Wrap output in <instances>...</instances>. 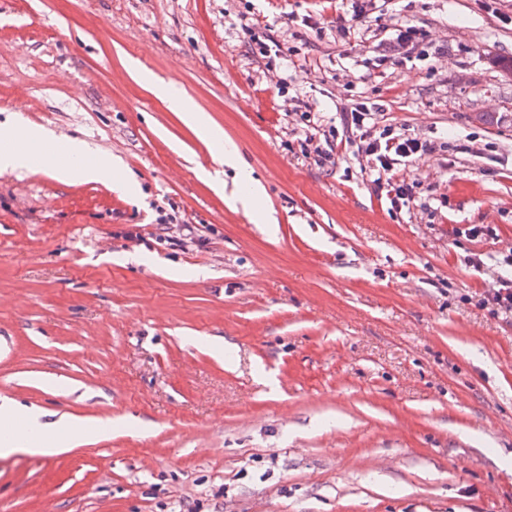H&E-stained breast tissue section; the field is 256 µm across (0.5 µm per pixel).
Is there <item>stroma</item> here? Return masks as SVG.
Segmentation results:
<instances>
[{
  "label": "stroma",
  "mask_w": 512,
  "mask_h": 512,
  "mask_svg": "<svg viewBox=\"0 0 512 512\" xmlns=\"http://www.w3.org/2000/svg\"><path fill=\"white\" fill-rule=\"evenodd\" d=\"M244 1L0 0V123L118 173H0V398L112 423L0 457V512H512V319L479 304L512 255V0H249L294 56L267 67ZM400 25L428 54L395 66ZM160 82L236 145L252 210ZM353 96L436 147L394 171L408 207L354 145L300 151L298 100ZM85 152L77 141L70 144L68 156L53 163V176L60 182L70 183L76 179H86L101 182L106 186L112 185L115 175L109 163L103 159L92 163L86 162Z\"/></svg>",
  "instance_id": "35a3bbf8"
}]
</instances>
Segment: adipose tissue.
<instances>
[{
  "label": "adipose tissue",
  "mask_w": 512,
  "mask_h": 512,
  "mask_svg": "<svg viewBox=\"0 0 512 512\" xmlns=\"http://www.w3.org/2000/svg\"><path fill=\"white\" fill-rule=\"evenodd\" d=\"M155 92L171 108L181 111L183 121L199 132L214 159L234 170L236 182L248 189L247 195L241 199L242 204H249L252 198L260 196L262 187L259 181L253 178L251 169L242 160L233 143L224 140L198 113L184 111L182 96L173 85L156 87ZM45 143V136L39 130L27 129L24 137L20 138L13 129L0 125V171L23 166L26 159ZM52 172L63 183L86 179L107 186L111 185L114 176L107 161L101 159L87 162L83 149L75 141L70 144L68 156L54 162ZM0 424L6 428L4 436L0 437V456L26 451L51 458L73 448L77 439L97 437L107 431L106 424L90 425L69 417L46 423L40 411L8 398L0 400Z\"/></svg>",
  "instance_id": "obj_1"
}]
</instances>
